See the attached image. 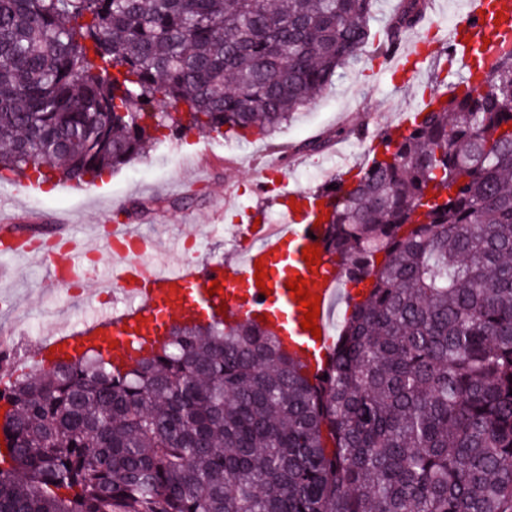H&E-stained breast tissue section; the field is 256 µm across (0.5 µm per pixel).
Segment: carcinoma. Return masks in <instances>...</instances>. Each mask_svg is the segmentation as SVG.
Masks as SVG:
<instances>
[{
	"mask_svg": "<svg viewBox=\"0 0 512 512\" xmlns=\"http://www.w3.org/2000/svg\"><path fill=\"white\" fill-rule=\"evenodd\" d=\"M426 8L377 34L376 0H0V180L271 135ZM482 72L314 191L337 276L368 283L327 377L214 318L130 364L56 359L0 395V512H512V47Z\"/></svg>",
	"mask_w": 512,
	"mask_h": 512,
	"instance_id": "1",
	"label": "carcinoma"
}]
</instances>
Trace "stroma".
Segmentation results:
<instances>
[{
  "label": "stroma",
  "mask_w": 512,
  "mask_h": 512,
  "mask_svg": "<svg viewBox=\"0 0 512 512\" xmlns=\"http://www.w3.org/2000/svg\"><path fill=\"white\" fill-rule=\"evenodd\" d=\"M462 2L427 0L424 26L402 38L406 46L421 44L405 73L358 53L332 88L273 135L237 143L188 130L163 140L147 157L103 174L90 192L53 179L34 189L2 181L0 221L25 227L41 241L58 233L104 239L122 213L145 236L195 237V247L176 253L180 264L198 268L239 255L241 240L226 235L225 226L241 233L257 222L280 221L283 185L312 191L345 172L334 160L343 148L356 164L366 163L377 133L397 125L402 113L414 111L441 83L463 76L459 56L449 55L445 41L462 15ZM355 127L363 135H352ZM315 140L326 141V148L310 150ZM53 316L79 326L91 311L79 293L52 280L47 265L0 255V333L13 332L15 342L32 346L50 331Z\"/></svg>",
  "instance_id": "obj_1"
}]
</instances>
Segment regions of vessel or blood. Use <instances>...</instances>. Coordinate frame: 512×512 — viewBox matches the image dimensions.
<instances>
[{
  "label": "vessel or blood",
  "mask_w": 512,
  "mask_h": 512,
  "mask_svg": "<svg viewBox=\"0 0 512 512\" xmlns=\"http://www.w3.org/2000/svg\"><path fill=\"white\" fill-rule=\"evenodd\" d=\"M491 5L503 13L497 41L512 42V0H467L465 13L452 28L456 44L483 35V12ZM313 230V222L284 210L281 225L263 224L251 231L253 244L240 257L193 272L170 265L158 255L153 240L135 233L129 225H113L112 253L119 262L106 283L129 299L128 308L120 314L102 309L84 326L57 331L38 345L36 356L44 358L51 347L59 345L67 353L95 349L110 352L113 359L126 360L134 354V343L161 341L166 320H199L216 315L218 306L223 305L231 322L267 315L269 328L287 339L289 350L309 374H318L324 366L321 353L334 333L333 317L345 300V291L330 270L328 257H321L319 264L312 266L303 259V248L313 243ZM0 251L42 253L31 236L10 224L0 227ZM83 252L73 236L60 239L52 268L57 282L68 286L88 280ZM260 268L266 273L264 286L271 290L265 297L256 285L255 273ZM296 276L304 277L307 290L321 298L320 337L301 327L304 309L287 287ZM215 281L220 283V291L207 295V288Z\"/></svg>",
  "instance_id": "vessel-or-blood-1"
}]
</instances>
